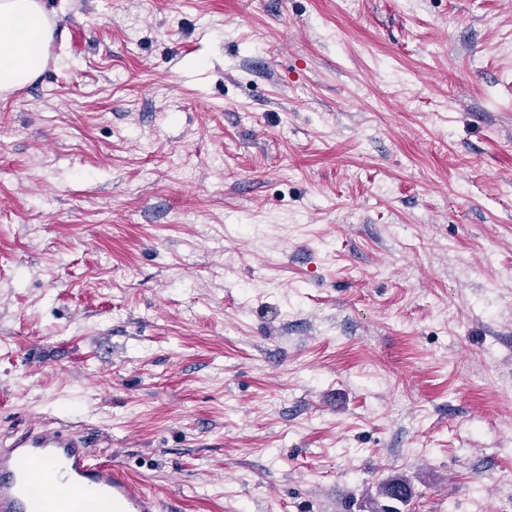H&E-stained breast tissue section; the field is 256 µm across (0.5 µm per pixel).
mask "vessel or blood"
<instances>
[{
	"label": "vessel or blood",
	"mask_w": 512,
	"mask_h": 512,
	"mask_svg": "<svg viewBox=\"0 0 512 512\" xmlns=\"http://www.w3.org/2000/svg\"><path fill=\"white\" fill-rule=\"evenodd\" d=\"M125 468L95 461L70 426L42 420L0 447V512H158Z\"/></svg>",
	"instance_id": "vessel-or-blood-1"
}]
</instances>
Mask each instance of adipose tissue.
<instances>
[{"label": "adipose tissue", "instance_id": "ef3b65f1", "mask_svg": "<svg viewBox=\"0 0 512 512\" xmlns=\"http://www.w3.org/2000/svg\"><path fill=\"white\" fill-rule=\"evenodd\" d=\"M53 27L43 0H0V98L39 74Z\"/></svg>", "mask_w": 512, "mask_h": 512}]
</instances>
